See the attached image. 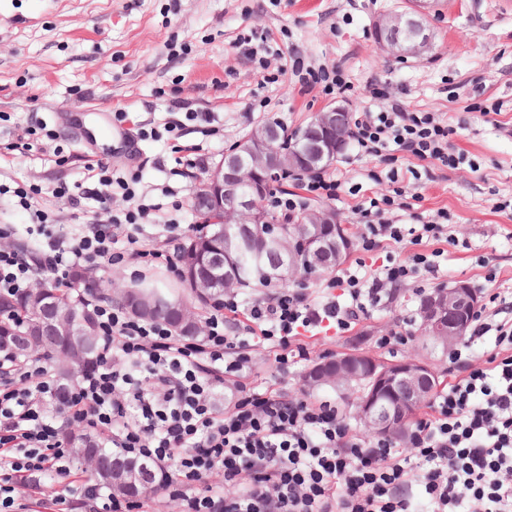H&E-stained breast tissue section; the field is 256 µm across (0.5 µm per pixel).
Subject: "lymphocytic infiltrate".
Wrapping results in <instances>:
<instances>
[{
	"label": "lymphocytic infiltrate",
	"mask_w": 512,
	"mask_h": 512,
	"mask_svg": "<svg viewBox=\"0 0 512 512\" xmlns=\"http://www.w3.org/2000/svg\"><path fill=\"white\" fill-rule=\"evenodd\" d=\"M457 132L442 114L413 112L397 99L352 119V143L382 165L369 180L390 185L357 207L365 224L358 250L411 241L415 251L401 260L370 272L341 270L318 296L287 288L246 309L237 292L225 290L195 341L97 302V365L67 393L46 363L0 356V512H24L26 494L40 491L47 471L60 478L52 501L67 512H135L93 479H71L64 435L73 427L110 436L120 455L175 463L161 493L179 512H512V322L493 312L474 314L469 335L448 357L453 382L401 447L353 433L335 406L308 398L253 393L222 408L215 403L225 380L250 371L246 336L275 349L279 364L305 361L302 333H346L420 272L438 274L442 251L421 244L447 235V211L409 228L396 213L408 207L418 163L456 169L466 161L452 144ZM137 185L100 162L89 166L85 184L57 186L54 196L75 208L90 200L104 210L117 196L128 203L109 223L73 235L46 232L41 188L17 186V202L39 231L29 256L11 247L13 226L0 225V292H24L42 272L64 282L76 267L93 270L103 261L151 266L160 256L140 242L151 207L139 202ZM343 187L319 171L297 191L271 193L268 207L291 217L310 200H339ZM238 312L246 323L236 336L224 316ZM211 475L223 485L208 483Z\"/></svg>",
	"instance_id": "f902f5d3"
}]
</instances>
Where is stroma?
Segmentation results:
<instances>
[{
	"label": "stroma",
	"mask_w": 512,
	"mask_h": 512,
	"mask_svg": "<svg viewBox=\"0 0 512 512\" xmlns=\"http://www.w3.org/2000/svg\"><path fill=\"white\" fill-rule=\"evenodd\" d=\"M407 0H0V184L35 183L40 206L71 232L99 221L94 207L70 208L55 199L61 182L80 183L85 167L103 162L139 177L147 202L161 201L165 187L189 200L192 180L168 183L174 165L170 139H141L163 124L173 99L218 115L206 136L187 126L182 144L201 148L204 168L214 167L231 144L256 126L279 123L288 130L342 105L372 107L366 92L376 83L410 110L446 113L459 132L452 139L470 162L456 170L430 168L416 182L417 201L400 212L402 223L427 220L445 209L452 216L450 241L427 242L448 255L437 275L422 274L383 306L360 318L350 332L305 334L306 362L280 367L262 350L252 353L250 381L261 390L310 393L336 400L333 389L308 391L311 363L344 350L384 357L424 356L439 372L448 354L415 337L422 290L464 281L490 296L483 259L498 270V284L512 289V0H434L427 24L434 38L416 57L395 58L378 47V17L406 7ZM264 37L263 46L244 43ZM266 58L267 70L258 67ZM340 66L350 91L325 96L304 90L291 73L294 59ZM277 75L265 82L264 73ZM497 104L496 123L470 111L472 103ZM124 113L116 121V113ZM46 121L53 138H32L31 151L8 153L23 128ZM376 158L347 150L329 168L359 195L331 202L352 233L362 231L355 207L387 192L366 174ZM408 335L403 345L379 347L378 337Z\"/></svg>",
	"instance_id": "1"
}]
</instances>
